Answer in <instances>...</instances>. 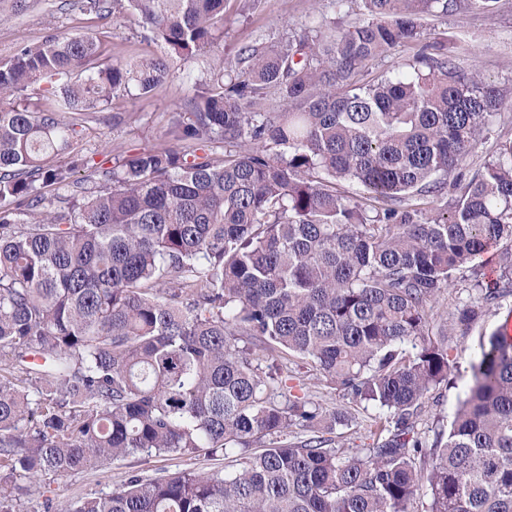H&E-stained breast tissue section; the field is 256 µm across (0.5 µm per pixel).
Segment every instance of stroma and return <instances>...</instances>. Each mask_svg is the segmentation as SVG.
I'll return each instance as SVG.
<instances>
[{
	"label": "stroma",
	"instance_id": "stroma-1",
	"mask_svg": "<svg viewBox=\"0 0 512 512\" xmlns=\"http://www.w3.org/2000/svg\"><path fill=\"white\" fill-rule=\"evenodd\" d=\"M60 0H34L25 15L0 17V56L11 53L18 43H34L50 32L89 33L99 38L103 53L121 59L146 61L163 53L164 48L143 28L139 16L128 12L120 18L95 17L75 8L63 9ZM360 0H225L224 34L214 47L187 60H175L169 77L153 92L133 96L113 94L106 110H94L87 117L83 144L86 154L101 161L103 154L127 155L169 145L167 129L175 113L184 111L192 96V84L211 78L217 61L236 63L240 49L258 44L279 45L306 28L331 22L349 28L363 20ZM453 35L460 66L477 67L492 83L512 82V0H497L487 12L459 11L450 16L430 17L425 39L434 41ZM512 311V298L501 307L490 309L467 335L448 339L453 364L454 388H441L438 403L429 405L419 428L429 430L433 421L448 418L470 378V355L480 339L489 337ZM352 419L337 426L336 447L363 448L377 410L374 406H352ZM221 457L158 456L141 453L107 467L89 468L67 476H46L41 484L49 496L75 502L94 495H105L120 487L130 475L145 478L167 472L196 470L227 471Z\"/></svg>",
	"mask_w": 512,
	"mask_h": 512
}]
</instances>
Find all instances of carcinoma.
I'll return each mask as SVG.
<instances>
[{
    "label": "carcinoma",
    "instance_id": "1",
    "mask_svg": "<svg viewBox=\"0 0 512 512\" xmlns=\"http://www.w3.org/2000/svg\"><path fill=\"white\" fill-rule=\"evenodd\" d=\"M224 2L61 0L135 12L184 60L223 34ZM360 2L367 19L346 30L219 63L173 117L175 145L107 168L80 148L87 111L118 90L151 93L170 61H103L96 37L56 32L0 57V99L15 101L0 105V512H30L21 480L140 452L222 456L232 471L132 475L74 504L46 497L43 512H412L422 493L425 512H512V338L480 341L449 424L417 430L427 394L450 381L448 334L512 295V138L463 170L512 109V84L442 42L362 79L422 41L426 17L496 0ZM269 92L288 111L263 106ZM63 153L69 164L50 163ZM79 167L105 185L41 210ZM464 273L479 296L434 337L433 303ZM286 355L379 408L368 447L333 446L348 411L293 394ZM418 48L419 45L417 44L398 48L396 51L392 52V54L378 61L372 69L373 73L384 72L390 74L396 71L404 60L412 57L417 52Z\"/></svg>",
    "mask_w": 512,
    "mask_h": 512
}]
</instances>
